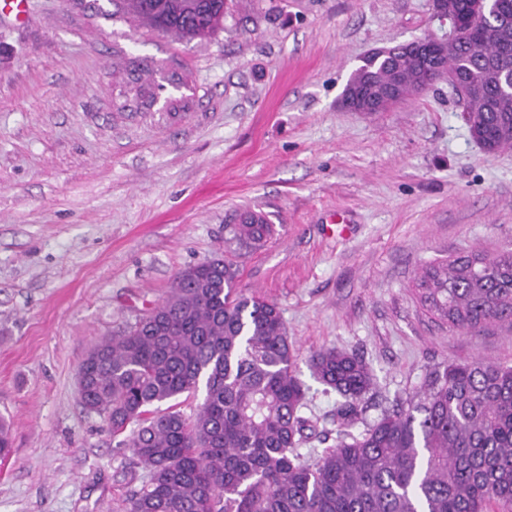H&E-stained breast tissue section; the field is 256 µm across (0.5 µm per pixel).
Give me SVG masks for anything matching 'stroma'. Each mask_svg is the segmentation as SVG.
Segmentation results:
<instances>
[{
	"instance_id": "35a3bbf8",
	"label": "stroma",
	"mask_w": 512,
	"mask_h": 512,
	"mask_svg": "<svg viewBox=\"0 0 512 512\" xmlns=\"http://www.w3.org/2000/svg\"><path fill=\"white\" fill-rule=\"evenodd\" d=\"M438 30L428 0H228L204 42L121 0L0 16V512H125L142 481L78 363L223 255L246 210L276 234L233 254L238 288L281 309L317 428L338 400L319 350L368 364L369 423L433 366H512V328H448L413 291L430 262L512 254V147L483 150L443 81L385 112L341 105L363 56Z\"/></svg>"
}]
</instances>
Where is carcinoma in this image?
I'll use <instances>...</instances> for the list:
<instances>
[{
	"label": "carcinoma",
	"mask_w": 512,
	"mask_h": 512,
	"mask_svg": "<svg viewBox=\"0 0 512 512\" xmlns=\"http://www.w3.org/2000/svg\"><path fill=\"white\" fill-rule=\"evenodd\" d=\"M479 44H457L448 69L479 82L467 111L494 151L512 145V0ZM147 25L187 41L210 38L226 0H124ZM393 57L349 77L386 82ZM224 243L262 245L274 233L253 212L226 225ZM239 270L214 257L179 271L164 300L102 339L78 363L82 403L101 416L146 473L127 512H486L512 507V366L438 365L426 388L363 423L372 374L355 354L314 352L315 378L341 397L334 444L310 465L301 445L316 431L276 303L238 291ZM426 311L453 329L512 322V254L480 252L421 268ZM204 389L191 417L182 395ZM363 429H357L358 425Z\"/></svg>",
	"instance_id": "1"
}]
</instances>
